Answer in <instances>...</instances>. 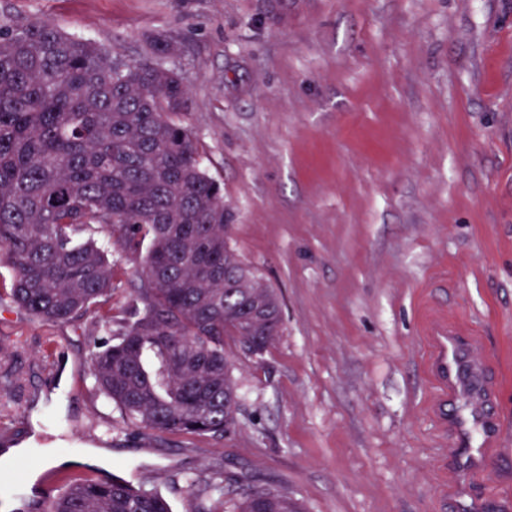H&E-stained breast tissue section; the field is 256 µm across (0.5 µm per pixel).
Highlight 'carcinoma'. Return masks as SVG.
Instances as JSON below:
<instances>
[{
    "label": "carcinoma",
    "instance_id": "cac0c4a2",
    "mask_svg": "<svg viewBox=\"0 0 512 512\" xmlns=\"http://www.w3.org/2000/svg\"><path fill=\"white\" fill-rule=\"evenodd\" d=\"M173 50L157 37L127 61L45 21L0 31V260L15 270L0 300L43 323L101 311L111 340L92 338L90 392L134 434L222 436L238 409L227 342L260 335L269 348L281 302L229 245L223 189L179 120L183 77L152 61ZM104 230L140 258L117 314ZM61 476L49 512H171L155 488ZM206 490L200 512H224V480ZM232 512L300 508L266 488Z\"/></svg>",
    "mask_w": 512,
    "mask_h": 512
}]
</instances>
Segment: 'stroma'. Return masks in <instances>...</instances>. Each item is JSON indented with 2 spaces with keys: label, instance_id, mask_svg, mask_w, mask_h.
Listing matches in <instances>:
<instances>
[{
  "label": "stroma",
  "instance_id": "35a3bbf8",
  "mask_svg": "<svg viewBox=\"0 0 512 512\" xmlns=\"http://www.w3.org/2000/svg\"><path fill=\"white\" fill-rule=\"evenodd\" d=\"M35 20L129 60L176 42L180 120L283 326L261 358L232 348L231 436L104 437L90 421L121 415L85 384L98 313L47 325L0 301L20 442L102 448L99 478L173 512L217 476L225 500L271 486L302 512H460L436 491L427 299L477 332L502 390L472 493L512 512V0H0V29Z\"/></svg>",
  "mask_w": 512,
  "mask_h": 512
}]
</instances>
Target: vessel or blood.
I'll list each match as a JSON object with an SVG mask.
<instances>
[{
	"mask_svg": "<svg viewBox=\"0 0 512 512\" xmlns=\"http://www.w3.org/2000/svg\"><path fill=\"white\" fill-rule=\"evenodd\" d=\"M421 334L427 342L426 369L433 386L429 410L441 430L453 432L447 457L460 493L466 491L471 474L486 471L489 452L500 442V428L489 408L493 392L474 335L449 325L444 309L426 306Z\"/></svg>",
	"mask_w": 512,
	"mask_h": 512,
	"instance_id": "obj_1",
	"label": "vessel or blood"
}]
</instances>
